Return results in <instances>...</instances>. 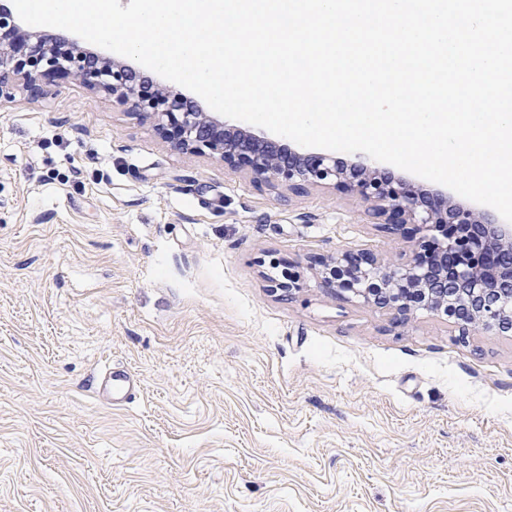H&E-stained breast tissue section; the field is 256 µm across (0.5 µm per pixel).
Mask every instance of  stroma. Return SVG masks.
I'll return each instance as SVG.
<instances>
[{
    "mask_svg": "<svg viewBox=\"0 0 512 512\" xmlns=\"http://www.w3.org/2000/svg\"><path fill=\"white\" fill-rule=\"evenodd\" d=\"M412 245L75 81L0 107V512H512V334L320 288ZM297 275L292 294L277 289ZM112 367L140 379L121 406Z\"/></svg>",
    "mask_w": 512,
    "mask_h": 512,
    "instance_id": "obj_1",
    "label": "stroma"
}]
</instances>
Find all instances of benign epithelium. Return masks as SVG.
I'll return each instance as SVG.
<instances>
[{
	"label": "benign epithelium",
	"mask_w": 512,
	"mask_h": 512,
	"mask_svg": "<svg viewBox=\"0 0 512 512\" xmlns=\"http://www.w3.org/2000/svg\"><path fill=\"white\" fill-rule=\"evenodd\" d=\"M87 56L75 43L23 30L13 10L0 3V106L17 88L37 99L47 94L46 80L72 79L152 120L176 151L206 152L256 182L292 193L331 186L367 204V215L392 233L402 235L410 224L430 236L398 266H385L363 250L329 257L319 271L322 287L361 297L400 319L415 310L442 314L461 336L477 329L512 333L511 224H498L485 212L397 177L371 158L348 164L227 125L188 108L170 87L137 83L126 62L100 58L90 65Z\"/></svg>",
	"instance_id": "obj_1"
}]
</instances>
